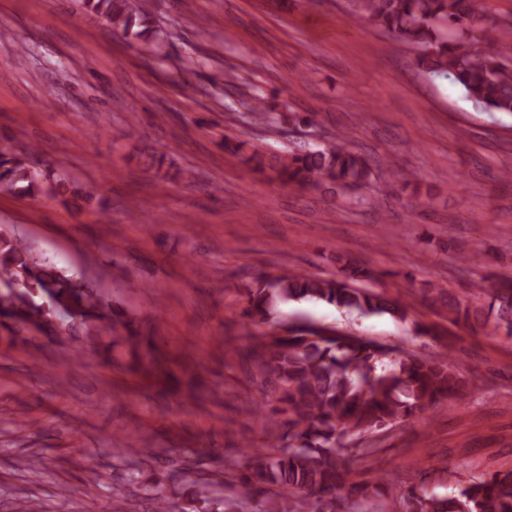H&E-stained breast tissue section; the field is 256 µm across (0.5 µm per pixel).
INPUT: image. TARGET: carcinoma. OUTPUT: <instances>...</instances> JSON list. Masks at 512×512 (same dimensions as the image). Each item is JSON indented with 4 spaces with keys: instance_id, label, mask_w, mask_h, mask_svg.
<instances>
[{
    "instance_id": "1",
    "label": "carcinoma",
    "mask_w": 512,
    "mask_h": 512,
    "mask_svg": "<svg viewBox=\"0 0 512 512\" xmlns=\"http://www.w3.org/2000/svg\"><path fill=\"white\" fill-rule=\"evenodd\" d=\"M116 33L161 39L151 26L150 0H83ZM359 20L377 25L388 37L415 46L425 72L460 86L465 96L486 112H512V42L494 49L481 46L494 18L485 0H360ZM254 120L269 127L281 124L261 90L251 95ZM33 145L0 144V191L33 196L47 188L65 195L63 174L38 165ZM369 158L351 148L341 132L317 149L291 152L271 167L276 178L300 188L333 195L359 188L370 176ZM334 277L288 271L262 278L242 289L244 328L273 319L278 306L290 301H316L361 315L408 317L407 305L356 283L376 279L362 261L339 255ZM450 322L477 330L494 328L512 335V275L496 281L485 306H461L438 292ZM80 323L104 322L112 331L128 328L117 320L112 303L94 293L81 278L62 274L21 238L0 232V318L49 333V319L69 310ZM257 370L266 400L253 412L267 419L261 445L244 452L241 475L224 472L191 491L192 501L223 504V512H512V470L475 476L440 495L420 486L402 493L382 480L353 477L351 463L382 449L353 436L421 422L443 399H459L470 381L455 363L452 350L444 359H426L402 345H387L362 336H322L293 328L285 336L270 335L240 354ZM135 367L152 373L157 352L146 344L134 354Z\"/></svg>"
}]
</instances>
